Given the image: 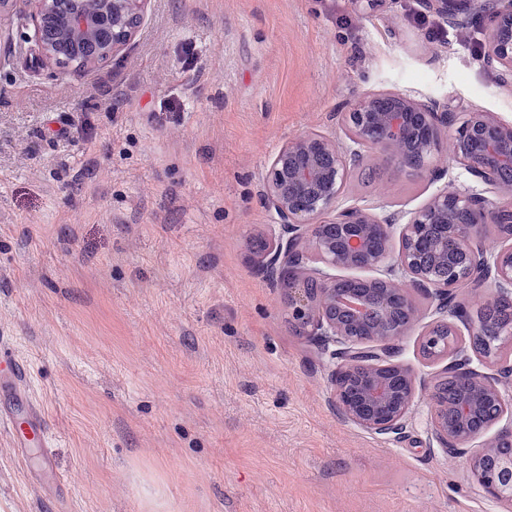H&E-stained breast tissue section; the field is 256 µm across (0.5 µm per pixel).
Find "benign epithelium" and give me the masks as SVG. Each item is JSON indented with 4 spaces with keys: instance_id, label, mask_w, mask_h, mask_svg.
<instances>
[{
    "instance_id": "obj_1",
    "label": "benign epithelium",
    "mask_w": 512,
    "mask_h": 512,
    "mask_svg": "<svg viewBox=\"0 0 512 512\" xmlns=\"http://www.w3.org/2000/svg\"><path fill=\"white\" fill-rule=\"evenodd\" d=\"M480 2L493 23L484 59L507 81L512 77V0H425L427 9L450 24L466 21ZM91 11L82 0H0V14H20L31 27L30 41L42 59L58 68L86 70L108 62L136 36L149 0H96ZM59 20L64 39L44 37L45 20ZM90 45L89 56L68 59L63 46ZM451 122L436 101L420 102L399 93L369 94L345 113L351 145L342 149L328 136L299 135L274 156L267 175V196L283 236L266 250L271 273L288 286L290 323L310 336L340 363L331 372L336 404L344 417L378 435L398 436L407 428L415 399V374L396 360L394 341L415 318L414 293L428 294L441 315L421 342L429 358L452 357L446 379L461 384L455 410L468 426L448 423V401L435 397L433 427L443 447L454 452L481 436L507 409L496 379L468 366L454 354L455 328L448 318L452 291L462 283L479 289L495 286L494 299L512 301V124L490 112L472 111L452 137L453 160L484 184L502 191L496 201L470 186L452 184L435 194L405 224L393 214L356 205L340 206L350 169L363 161L368 147L392 150L398 161L426 170ZM333 216L327 220L323 216ZM497 225L508 245L487 249L478 229ZM399 231L400 247L390 240ZM380 269L385 277L363 281L362 290L347 288L346 278L307 266ZM481 303L465 319L471 338L487 335L491 319ZM472 473L494 498L512 497V426L501 430L476 458Z\"/></svg>"
}]
</instances>
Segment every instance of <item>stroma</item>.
Returning <instances> with one entry per match:
<instances>
[{"mask_svg":"<svg viewBox=\"0 0 512 512\" xmlns=\"http://www.w3.org/2000/svg\"><path fill=\"white\" fill-rule=\"evenodd\" d=\"M422 0H151L110 62L43 67L0 16V348L23 361L46 446L0 432V512H512L436 440L425 358L435 303L396 344L416 375L406 434L339 414L329 351L288 322L261 245L275 153L393 91L512 123V83L483 62L491 22L429 39ZM369 148L346 204L412 213L475 185ZM51 456L54 473L42 472Z\"/></svg>","mask_w":512,"mask_h":512,"instance_id":"1","label":"stroma"}]
</instances>
